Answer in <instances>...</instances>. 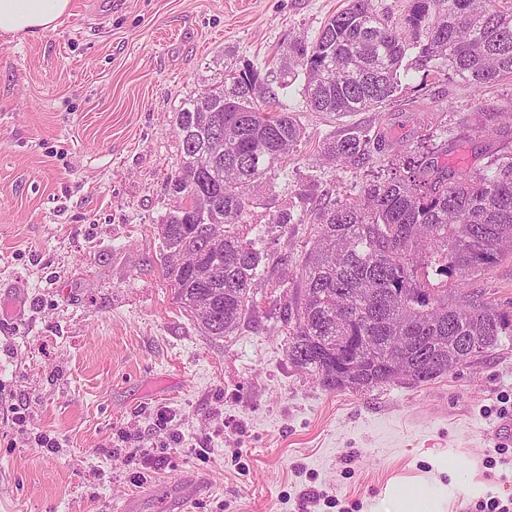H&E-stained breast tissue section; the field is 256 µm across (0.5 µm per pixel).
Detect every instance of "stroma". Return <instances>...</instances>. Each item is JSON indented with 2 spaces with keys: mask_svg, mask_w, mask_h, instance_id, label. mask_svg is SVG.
Returning a JSON list of instances; mask_svg holds the SVG:
<instances>
[{
  "mask_svg": "<svg viewBox=\"0 0 512 512\" xmlns=\"http://www.w3.org/2000/svg\"><path fill=\"white\" fill-rule=\"evenodd\" d=\"M344 4L73 0L58 28L0 38V512H114L132 496L162 512L155 489L192 474L209 489L189 512H371L439 454L459 482L512 490L493 432L512 414V341L428 384L330 392L291 364L280 321L312 247L303 194L360 197L428 143L482 165L462 81L413 71L384 111L339 119L289 95L307 137L252 190L270 260L235 335H203L162 273L174 112L227 64L278 66ZM346 128L396 138L359 166L323 160ZM283 211L296 223L270 227ZM135 448L147 464L128 465Z\"/></svg>",
  "mask_w": 512,
  "mask_h": 512,
  "instance_id": "35a3bbf8",
  "label": "stroma"
}]
</instances>
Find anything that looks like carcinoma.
Returning a JSON list of instances; mask_svg holds the SVG:
<instances>
[{
  "label": "carcinoma",
  "mask_w": 512,
  "mask_h": 512,
  "mask_svg": "<svg viewBox=\"0 0 512 512\" xmlns=\"http://www.w3.org/2000/svg\"><path fill=\"white\" fill-rule=\"evenodd\" d=\"M286 68L313 112H378L409 71L459 79L475 98L512 81V0H405L393 23L369 0H347L317 38L289 45ZM245 61L224 69L174 113L181 165L168 178L175 205L160 224L161 264L183 311L206 336L238 331L256 304L265 253L246 224L251 188L288 165L305 138L296 112ZM224 116V137L209 118ZM472 130L490 141L512 133V104H483ZM386 140L347 129L323 157L356 164ZM481 168L448 169L431 149L406 171L371 181L361 197L318 203L301 288L283 306L288 359L329 391L430 383L512 340V299L472 287L512 255V145L487 151ZM210 171L215 192L194 179ZM209 300V314L196 305Z\"/></svg>",
  "instance_id": "carcinoma-1"
}]
</instances>
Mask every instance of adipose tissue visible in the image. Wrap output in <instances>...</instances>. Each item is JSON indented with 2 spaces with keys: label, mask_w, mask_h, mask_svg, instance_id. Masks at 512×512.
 Here are the masks:
<instances>
[{
  "label": "adipose tissue",
  "mask_w": 512,
  "mask_h": 512,
  "mask_svg": "<svg viewBox=\"0 0 512 512\" xmlns=\"http://www.w3.org/2000/svg\"><path fill=\"white\" fill-rule=\"evenodd\" d=\"M72 0H0V37L56 29L71 14ZM433 475L391 479L372 512H448L459 486L445 483L446 458L433 461Z\"/></svg>",
  "instance_id": "adipose-tissue-1"
}]
</instances>
